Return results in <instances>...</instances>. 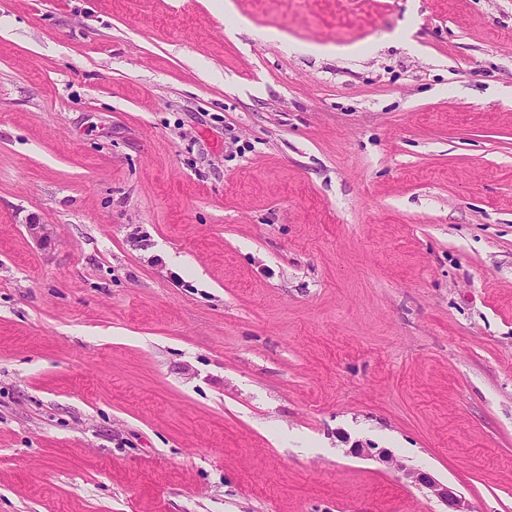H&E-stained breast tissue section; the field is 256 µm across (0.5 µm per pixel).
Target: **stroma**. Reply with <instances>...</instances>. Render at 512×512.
<instances>
[{
    "label": "stroma",
    "instance_id": "stroma-1",
    "mask_svg": "<svg viewBox=\"0 0 512 512\" xmlns=\"http://www.w3.org/2000/svg\"><path fill=\"white\" fill-rule=\"evenodd\" d=\"M358 444L512 512V0H0V512H444Z\"/></svg>",
    "mask_w": 512,
    "mask_h": 512
}]
</instances>
